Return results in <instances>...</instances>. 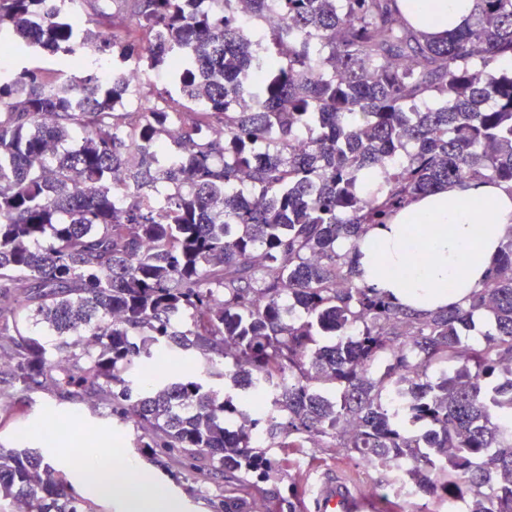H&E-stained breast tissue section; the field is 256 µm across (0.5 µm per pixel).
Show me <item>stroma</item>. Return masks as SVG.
<instances>
[{"label": "stroma", "instance_id": "35a3bbf8", "mask_svg": "<svg viewBox=\"0 0 512 512\" xmlns=\"http://www.w3.org/2000/svg\"><path fill=\"white\" fill-rule=\"evenodd\" d=\"M1 392L8 393L9 399L0 402V448L24 447L28 430L40 428L50 421L58 427L61 443L68 447L73 445L74 434L78 431L98 444L111 439L112 448L121 459L135 460L147 468L156 480V490L179 500L180 512H224V477L213 473L208 461L199 460L192 465L176 459L162 465L155 463L136 447V428L122 424L107 406L95 404L93 397L63 400L51 389L30 395L15 388L5 374L0 375ZM294 458V467L262 483V491L255 495V502L272 503L275 496L287 493L292 483L303 491H310L316 474L324 470L343 472L363 488L379 480L376 471L338 459L327 448H302L296 451ZM55 466L85 500L88 512H121L123 490H115L106 498L100 497L81 482L76 459H59Z\"/></svg>", "mask_w": 512, "mask_h": 512}]
</instances>
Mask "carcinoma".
Instances as JSON below:
<instances>
[{
	"label": "carcinoma",
	"mask_w": 512,
	"mask_h": 512,
	"mask_svg": "<svg viewBox=\"0 0 512 512\" xmlns=\"http://www.w3.org/2000/svg\"><path fill=\"white\" fill-rule=\"evenodd\" d=\"M80 2L89 27L0 0L12 57L54 62L0 70V373L93 395L157 463L206 457L240 491L313 441L403 459L438 509L512 512V234L466 305L425 314L353 257L421 194L512 189V0L438 39L397 0H275L252 45L201 0ZM131 59L169 79L102 77ZM477 315L494 330L468 343ZM164 352L206 366L145 380ZM18 506L84 512L49 454L1 448Z\"/></svg>",
	"instance_id": "carcinoma-1"
}]
</instances>
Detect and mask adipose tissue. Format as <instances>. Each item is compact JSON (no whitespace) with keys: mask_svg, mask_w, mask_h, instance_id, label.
Listing matches in <instances>:
<instances>
[{"mask_svg":"<svg viewBox=\"0 0 512 512\" xmlns=\"http://www.w3.org/2000/svg\"><path fill=\"white\" fill-rule=\"evenodd\" d=\"M419 33L437 38L463 25L474 0H397ZM512 231V190L481 180L418 197L390 223L367 228L358 278L418 310L465 304L487 279Z\"/></svg>","mask_w":512,"mask_h":512,"instance_id":"1","label":"adipose tissue"}]
</instances>
